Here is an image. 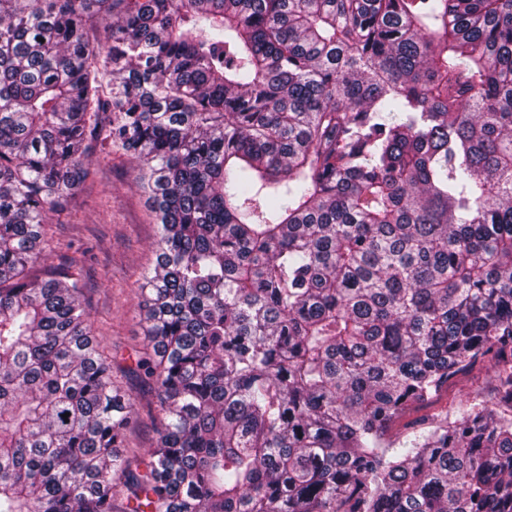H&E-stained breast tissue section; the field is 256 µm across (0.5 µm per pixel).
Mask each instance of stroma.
Wrapping results in <instances>:
<instances>
[{
    "mask_svg": "<svg viewBox=\"0 0 512 512\" xmlns=\"http://www.w3.org/2000/svg\"><path fill=\"white\" fill-rule=\"evenodd\" d=\"M136 164L121 150L93 156L89 176L79 184L61 223L46 227L42 261L65 264L84 282V302L92 333L112 361V374L134 398L136 414L126 435L138 464L155 446L156 410L152 390L134 373L135 359L149 347L140 321L145 274L158 250L157 224L136 183ZM495 387L489 364L476 365L449 382L433 404L410 411L409 419L428 425L458 400L490 399Z\"/></svg>",
    "mask_w": 512,
    "mask_h": 512,
    "instance_id": "1",
    "label": "stroma"
}]
</instances>
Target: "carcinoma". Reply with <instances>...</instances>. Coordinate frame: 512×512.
<instances>
[{
	"instance_id": "obj_1",
	"label": "carcinoma",
	"mask_w": 512,
	"mask_h": 512,
	"mask_svg": "<svg viewBox=\"0 0 512 512\" xmlns=\"http://www.w3.org/2000/svg\"><path fill=\"white\" fill-rule=\"evenodd\" d=\"M114 145L143 469L82 281L30 275ZM0 512H512V0H0ZM495 387V375L493 368L487 364H477L465 375H459L448 384L433 404L411 410L393 426L390 437L395 440L397 436L406 433L403 425L410 420L418 424L429 426L440 416L452 411L459 399L479 397L488 400L492 396Z\"/></svg>"
}]
</instances>
